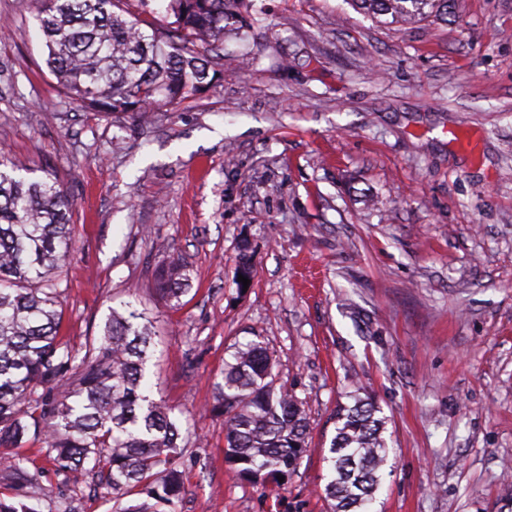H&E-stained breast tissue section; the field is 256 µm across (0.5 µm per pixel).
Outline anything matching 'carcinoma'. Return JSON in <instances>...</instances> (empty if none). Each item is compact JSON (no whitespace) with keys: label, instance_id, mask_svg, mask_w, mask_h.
Masks as SVG:
<instances>
[{"label":"carcinoma","instance_id":"obj_1","mask_svg":"<svg viewBox=\"0 0 512 512\" xmlns=\"http://www.w3.org/2000/svg\"><path fill=\"white\" fill-rule=\"evenodd\" d=\"M118 0H41L35 19L45 63L64 95L83 108L133 115L155 112L208 89V56L224 49V29L239 0H157L173 18L163 33L113 10ZM452 0H351L358 11L393 23L446 17ZM0 150V512H73L60 491L10 452L39 439L74 481L94 471L113 512H173L185 493L180 470L181 413L152 395L155 355L146 313L112 309L101 336L78 357L59 336V276L75 252L74 200L48 175L31 178ZM153 289L172 309L192 289L178 255L156 264ZM264 342L237 347L213 380L209 411L224 419V458L263 485L283 486L308 451L305 402L274 372ZM356 387L336 410L324 457L329 512H369L388 460L386 417Z\"/></svg>","mask_w":512,"mask_h":512}]
</instances>
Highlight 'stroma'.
I'll return each instance as SVG.
<instances>
[{"instance_id":"stroma-1","label":"stroma","mask_w":512,"mask_h":512,"mask_svg":"<svg viewBox=\"0 0 512 512\" xmlns=\"http://www.w3.org/2000/svg\"><path fill=\"white\" fill-rule=\"evenodd\" d=\"M250 2L213 86L141 121L65 99L38 0H0V149L75 202L63 340L83 353L123 302L154 318V394L201 438L176 512H326L323 450L357 382L388 420L373 512H512V0L403 24ZM169 253L193 270L178 310L152 290ZM257 337L309 418L276 494L225 461L208 409ZM18 453L74 512H112L41 441Z\"/></svg>"}]
</instances>
